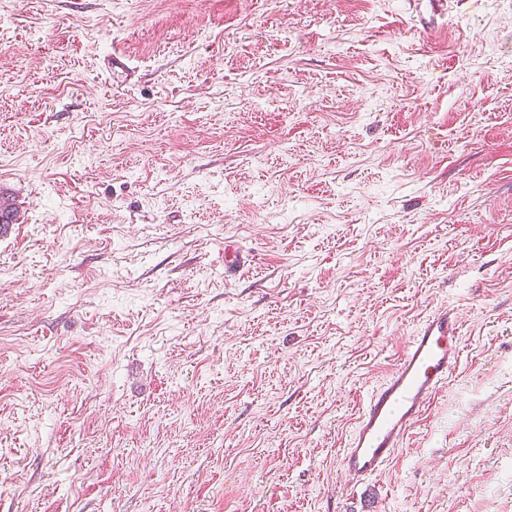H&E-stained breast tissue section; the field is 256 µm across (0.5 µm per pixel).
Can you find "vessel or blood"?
<instances>
[{"mask_svg":"<svg viewBox=\"0 0 512 512\" xmlns=\"http://www.w3.org/2000/svg\"><path fill=\"white\" fill-rule=\"evenodd\" d=\"M459 329L455 312L433 311L410 336L388 376L369 392L339 459L351 480L381 472L404 447L458 365Z\"/></svg>","mask_w":512,"mask_h":512,"instance_id":"1","label":"vessel or blood"}]
</instances>
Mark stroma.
Wrapping results in <instances>:
<instances>
[{
	"instance_id": "obj_1",
	"label": "stroma",
	"mask_w": 512,
	"mask_h": 512,
	"mask_svg": "<svg viewBox=\"0 0 512 512\" xmlns=\"http://www.w3.org/2000/svg\"><path fill=\"white\" fill-rule=\"evenodd\" d=\"M447 4L0 0V512H512V0ZM459 329L455 312L433 311L410 336L388 376L369 392L339 459L351 480L381 472L404 447L458 365Z\"/></svg>"
}]
</instances>
